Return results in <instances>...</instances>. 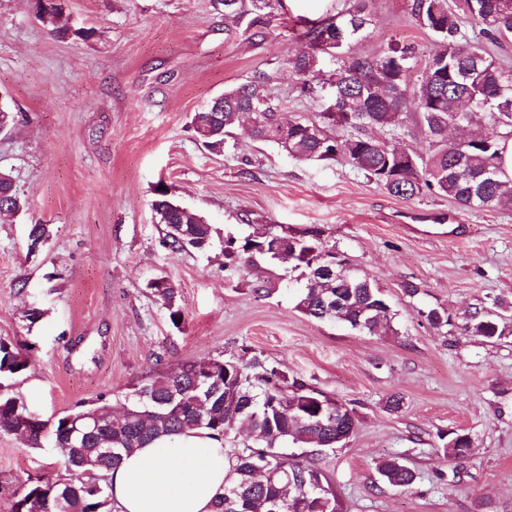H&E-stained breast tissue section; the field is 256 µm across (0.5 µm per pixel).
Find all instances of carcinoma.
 I'll return each instance as SVG.
<instances>
[{
    "label": "carcinoma",
    "mask_w": 512,
    "mask_h": 512,
    "mask_svg": "<svg viewBox=\"0 0 512 512\" xmlns=\"http://www.w3.org/2000/svg\"><path fill=\"white\" fill-rule=\"evenodd\" d=\"M224 18L244 31L268 26L283 0H220ZM369 0H350L345 13L311 23L302 33L303 50L288 60L301 90H312L320 72V55L336 59L330 84V106L313 118L280 120L263 77L224 90V103L195 113L209 127L207 142L226 147L232 128L252 109L261 112L252 136L275 144L288 157L303 160L345 157L387 194L410 200L428 192L454 201L464 210L498 211L512 208V186L501 179L500 144L512 137V72L503 70L485 49L512 37V23L499 22V0H410L411 17L439 43L418 83L408 75L417 69L420 51L412 42L392 39L381 52H349L350 44L369 35ZM35 17L60 38L86 36L71 30L63 0H35ZM475 23L468 30L463 17ZM415 112L407 111L408 105ZM426 136L427 152L408 150L400 143L371 136V128H401L406 121ZM353 130L347 136L336 130ZM26 200L11 178L0 173V218L14 217ZM152 208L165 226L162 246L172 252L204 251L218 234L204 218L172 206L165 190L156 191ZM321 231L256 228L244 237L224 233L225 266L244 270L256 258L295 262L304 286L295 308L319 321L348 325L359 333L379 334L391 329L387 298L374 281L345 259L326 249ZM51 237L47 224H31L27 253L41 250ZM285 243L283 254L268 250L274 238ZM339 261L329 273L323 263ZM154 300L176 328L185 315L178 289L165 278L147 284ZM512 303L497 300L493 308L476 311L464 331L493 343L504 335ZM30 368L25 354L0 338V380H11ZM104 402L59 417L53 424L52 448L64 473L42 476L14 495L7 512H112L105 473L122 455L167 436L203 430L220 439L245 427L251 439L232 454V486L214 501L213 512H342L324 473L305 463L302 454L286 448H334L341 429L357 425L336 421V415L317 390L280 364L254 355L247 362L209 358L182 363L158 375L130 394L119 417L106 418ZM31 417L22 397L0 394V433L22 434L33 447L41 446L47 423L26 430ZM451 457L466 460L474 454L470 441L455 436ZM112 449V455L104 449ZM391 486H408L415 472L393 457L377 467Z\"/></svg>",
    "instance_id": "cac0c4a2"
}]
</instances>
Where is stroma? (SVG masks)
<instances>
[{
	"instance_id": "obj_1",
	"label": "stroma",
	"mask_w": 512,
	"mask_h": 512,
	"mask_svg": "<svg viewBox=\"0 0 512 512\" xmlns=\"http://www.w3.org/2000/svg\"><path fill=\"white\" fill-rule=\"evenodd\" d=\"M375 54L392 39L436 51L407 0H372ZM349 0H284L263 33L238 32L218 0H65L72 28L54 36L31 0H0V98L14 120L0 130V171L27 209L0 222V337L29 357L11 381L45 421L81 405L122 407L134 387L200 358L260 355L354 408L357 432L342 447L308 449L344 512H512V325L490 343L461 330L475 310L512 303V211L459 212L448 198L390 196L344 159L297 161L243 126L224 153L203 147L195 113L258 75L279 115H314L332 90L305 95L288 59L308 22L345 11ZM165 187L221 231L248 234L280 224L321 230L325 245L373 278L395 312L392 332L368 335L304 316V282L289 264L224 265L220 245L171 252L152 201ZM459 213V230L426 237L409 215ZM32 224L52 228L46 248L26 250ZM169 279L185 314L174 328L150 295ZM268 291L257 294L255 282ZM419 284L418 295L402 285ZM444 308L449 325L424 313ZM42 310L29 323V309ZM400 393L404 406L386 400ZM456 433L477 444L457 461L444 447ZM401 458L408 487L383 482L378 464ZM50 445L0 434V512L28 479L61 472Z\"/></svg>"
}]
</instances>
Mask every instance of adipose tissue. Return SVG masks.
Here are the masks:
<instances>
[{
  "mask_svg": "<svg viewBox=\"0 0 512 512\" xmlns=\"http://www.w3.org/2000/svg\"><path fill=\"white\" fill-rule=\"evenodd\" d=\"M232 451L203 431L161 438L107 474L112 512H213L231 481Z\"/></svg>",
  "mask_w": 512,
  "mask_h": 512,
  "instance_id": "1",
  "label": "adipose tissue"
}]
</instances>
